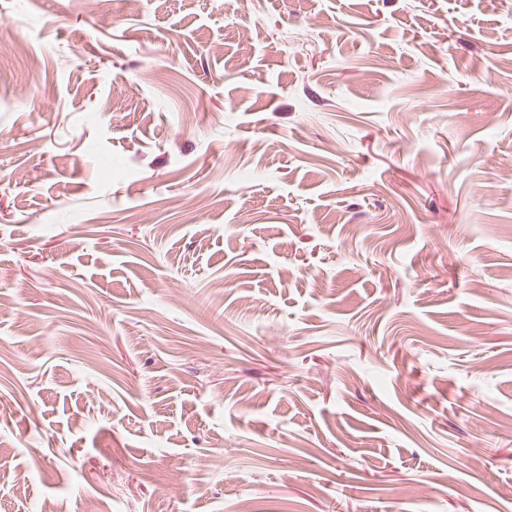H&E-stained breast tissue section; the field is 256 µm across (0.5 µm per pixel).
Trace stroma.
Here are the masks:
<instances>
[{
	"instance_id": "obj_1",
	"label": "stroma",
	"mask_w": 512,
	"mask_h": 512,
	"mask_svg": "<svg viewBox=\"0 0 512 512\" xmlns=\"http://www.w3.org/2000/svg\"><path fill=\"white\" fill-rule=\"evenodd\" d=\"M0 512L512 507V0H0Z\"/></svg>"
}]
</instances>
